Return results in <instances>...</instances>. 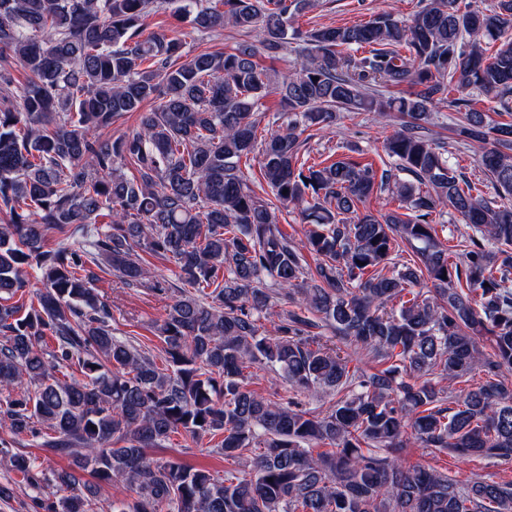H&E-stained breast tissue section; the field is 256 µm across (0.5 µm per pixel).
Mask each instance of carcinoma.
<instances>
[{
    "instance_id": "carcinoma-1",
    "label": "carcinoma",
    "mask_w": 512,
    "mask_h": 512,
    "mask_svg": "<svg viewBox=\"0 0 512 512\" xmlns=\"http://www.w3.org/2000/svg\"><path fill=\"white\" fill-rule=\"evenodd\" d=\"M180 2L202 35L230 25L262 41L190 54L177 37L144 35L158 0H0V98L12 102L0 111V428L16 438L42 423L43 451L135 486V504L112 512H512V482L461 483L403 458L417 443L512 462V121L474 98L494 93L493 112L512 115V0H421L406 22L382 12L307 31L295 24L315 0ZM294 41L301 60L273 89L260 58ZM273 92L281 129L260 138ZM445 101L494 196L425 135ZM130 112L136 130L102 139ZM338 112L406 117L384 150L413 180L352 159L300 161L301 136ZM255 152L272 201L240 168ZM388 188L404 212L359 211ZM288 205L311 224L301 247L279 227ZM445 207L474 231L451 247L431 220ZM404 242L416 259L398 264ZM140 250L173 261L182 284L157 326L161 368L112 335L94 288L93 265L168 291ZM29 269L41 288L25 309L10 300ZM423 281L434 295L414 290ZM275 295L295 308L268 336ZM345 347L370 364L350 366ZM73 365L82 379L56 376ZM251 368L281 376L286 395L248 389ZM475 370L487 380L466 392L435 381ZM318 393L336 397L324 412L306 408ZM181 431L222 436L217 452L251 459L253 474L217 481L149 456ZM9 445L0 436L12 470L39 486L35 459ZM88 507L75 492L46 505Z\"/></svg>"
}]
</instances>
